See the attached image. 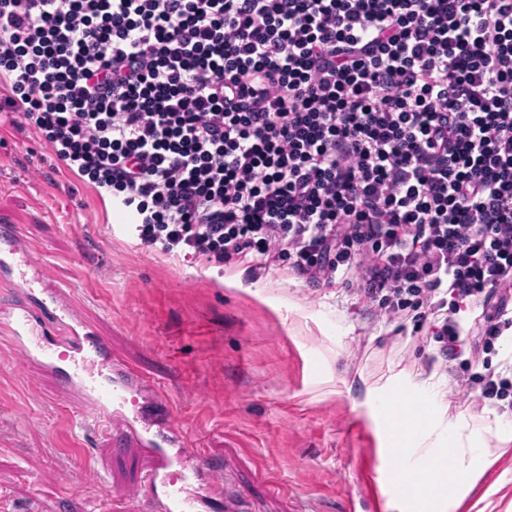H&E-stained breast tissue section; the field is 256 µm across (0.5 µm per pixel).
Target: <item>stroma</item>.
Returning a JSON list of instances; mask_svg holds the SVG:
<instances>
[{
  "label": "stroma",
  "instance_id": "obj_1",
  "mask_svg": "<svg viewBox=\"0 0 512 512\" xmlns=\"http://www.w3.org/2000/svg\"><path fill=\"white\" fill-rule=\"evenodd\" d=\"M124 217L36 133L0 125V221L211 463L224 497L208 512H389L396 459L367 389L396 374H437L465 415L496 411L466 399L460 361L410 317L376 313L355 274L316 285L283 264L255 279L142 246ZM83 407L0 328V512H140L149 457L116 452Z\"/></svg>",
  "mask_w": 512,
  "mask_h": 512
}]
</instances>
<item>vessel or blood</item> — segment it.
<instances>
[{
  "instance_id": "vessel-or-blood-1",
  "label": "vessel or blood",
  "mask_w": 512,
  "mask_h": 512,
  "mask_svg": "<svg viewBox=\"0 0 512 512\" xmlns=\"http://www.w3.org/2000/svg\"><path fill=\"white\" fill-rule=\"evenodd\" d=\"M0 285L10 290L0 302V326L10 332L25 365L54 373L82 395L88 411L119 424L126 439L151 458L143 486L153 512H203L209 499L222 494V482L213 480L208 462L172 419L164 421L168 438L160 439L126 414L127 394L144 385V378L113 361L101 337L69 318L64 292L22 245L11 224L0 226ZM50 320L67 327L66 335L52 343L34 335L35 326Z\"/></svg>"
}]
</instances>
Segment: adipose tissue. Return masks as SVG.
Listing matches in <instances>:
<instances>
[{
	"instance_id": "ef3b65f1",
	"label": "adipose tissue",
	"mask_w": 512,
	"mask_h": 512,
	"mask_svg": "<svg viewBox=\"0 0 512 512\" xmlns=\"http://www.w3.org/2000/svg\"><path fill=\"white\" fill-rule=\"evenodd\" d=\"M410 424L389 426L388 446L407 478L437 472L436 485H418L399 512H458L486 470L512 449V426L487 415L466 419L448 400L443 380L431 375L401 384Z\"/></svg>"
}]
</instances>
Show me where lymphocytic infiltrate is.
<instances>
[{
  "label": "lymphocytic infiltrate",
  "mask_w": 512,
  "mask_h": 512,
  "mask_svg": "<svg viewBox=\"0 0 512 512\" xmlns=\"http://www.w3.org/2000/svg\"><path fill=\"white\" fill-rule=\"evenodd\" d=\"M0 112L142 245L512 332V0H0Z\"/></svg>",
  "instance_id": "lymphocytic-infiltrate-1"
}]
</instances>
